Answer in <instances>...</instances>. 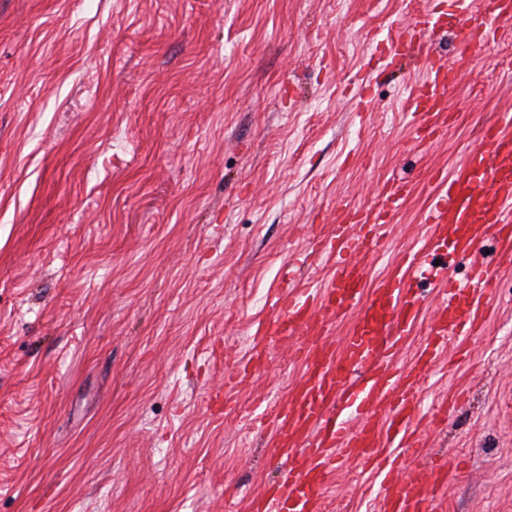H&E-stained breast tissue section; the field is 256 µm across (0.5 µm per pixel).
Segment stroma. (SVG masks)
Here are the masks:
<instances>
[{
  "label": "stroma",
  "mask_w": 512,
  "mask_h": 512,
  "mask_svg": "<svg viewBox=\"0 0 512 512\" xmlns=\"http://www.w3.org/2000/svg\"><path fill=\"white\" fill-rule=\"evenodd\" d=\"M427 0H0V512H249L281 463L254 426L303 366L274 344L221 411L311 227L387 214L375 288L423 242L439 177L512 112V21L461 57L452 29L385 65ZM465 64L417 142L403 101L425 60ZM485 328L425 378L454 407L410 473L451 464L439 512H512V265ZM375 472L321 512H380Z\"/></svg>",
  "instance_id": "1"
}]
</instances>
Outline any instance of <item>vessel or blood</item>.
<instances>
[{"label": "vessel or blood", "instance_id": "obj_1", "mask_svg": "<svg viewBox=\"0 0 512 512\" xmlns=\"http://www.w3.org/2000/svg\"><path fill=\"white\" fill-rule=\"evenodd\" d=\"M460 20L455 36L463 52L494 41L497 25L512 19V0H487L472 8L469 0H452ZM444 26L442 14H415L413 31L433 34ZM456 65L430 61L423 88L411 93L407 113L416 140L441 127L443 96L457 83ZM407 194L404 183H385L379 212L349 210L332 232L311 235L314 259L332 262L327 284H297V272L286 268L282 286L271 301L272 314L258 329L250 365H265L270 345L292 341L305 370L288 401L260 420L276 438L283 465L276 482L255 499L251 512H318L319 492L345 462L356 460L378 471L381 512H435L436 492L444 486L446 464L414 470L400 481L382 466V448H417L422 424H436V413L423 412L418 389L448 345L478 332L496 296L494 270L479 259L493 241L500 262H512V113H502L483 130V142L467 152L464 164L448 177L429 209L428 239L402 251L373 291L364 283L368 266L383 248L385 213ZM449 240L447 259L433 265L440 240ZM469 264L464 279L449 278L458 262ZM441 288L427 338L415 359L392 371L402 341L416 325L426 302L413 281ZM352 317L341 347L328 339L336 319Z\"/></svg>", "mask_w": 512, "mask_h": 512}]
</instances>
